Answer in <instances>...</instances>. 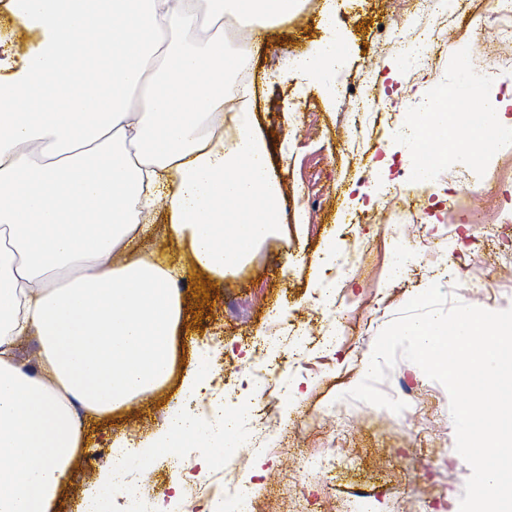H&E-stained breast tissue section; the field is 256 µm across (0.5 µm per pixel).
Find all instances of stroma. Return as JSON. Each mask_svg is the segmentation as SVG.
I'll return each instance as SVG.
<instances>
[{"label": "stroma", "instance_id": "1", "mask_svg": "<svg viewBox=\"0 0 512 512\" xmlns=\"http://www.w3.org/2000/svg\"><path fill=\"white\" fill-rule=\"evenodd\" d=\"M485 0H336V29L347 61L335 77L336 96L288 75V59L321 40V0L268 28L262 40L233 46L254 89V120L273 172L280 176L288 222L256 246L237 277L218 280L190 271L179 284L182 319L177 368L197 359L210 365L200 400L223 394L224 408L261 412L265 446H256L251 420L242 421L240 449L224 457L200 444L184 449V472L153 463L137 486L164 499L166 512H221L214 499L188 500L174 483L225 480L233 499L256 484L266 512H459L471 470L455 449L446 388L399 359L379 388L405 402L401 413L348 399L363 379L379 332L431 284L460 302L492 311L512 308V223H498L484 183L502 192L512 179V151L480 166L449 159L429 185L413 183V160L396 131L433 85H452L461 58L478 62L485 49L503 61L499 81L512 85V41L497 40L498 22ZM436 30L426 79L412 63L391 69L395 39ZM380 73L398 103L394 112L367 114L364 141L352 140L351 90ZM295 115L287 117L284 106ZM438 195L439 206L429 198ZM413 212L415 221L404 220ZM142 245L155 259L187 260V248L164 234L168 213L157 201ZM399 276H392L393 268ZM279 311L281 334L300 338L288 356L269 338V314ZM179 378L111 417L87 425L69 479L50 512H80L84 492L99 476L118 440H140L177 404ZM341 460L331 483L304 473L308 456Z\"/></svg>", "mask_w": 512, "mask_h": 512}]
</instances>
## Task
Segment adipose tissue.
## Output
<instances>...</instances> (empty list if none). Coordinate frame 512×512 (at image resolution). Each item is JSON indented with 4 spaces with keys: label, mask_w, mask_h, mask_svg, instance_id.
Wrapping results in <instances>:
<instances>
[{
    "label": "adipose tissue",
    "mask_w": 512,
    "mask_h": 512,
    "mask_svg": "<svg viewBox=\"0 0 512 512\" xmlns=\"http://www.w3.org/2000/svg\"><path fill=\"white\" fill-rule=\"evenodd\" d=\"M217 20L199 42L202 3ZM298 0H7L12 20L38 36L0 67V512H49L83 444L86 423L152 394L170 378L181 319L178 285L188 268L234 275L285 216L281 183L252 124L253 90L241 84L226 112V76L240 66L224 46L223 16L255 34ZM323 39L290 66L333 94L346 60L334 0H324ZM423 101L397 136L415 156L411 179L432 182L448 157L481 160L512 150V98L469 77ZM143 102L132 106L131 95ZM478 102L471 113L465 106ZM462 113L448 121V105ZM227 118L237 134L207 129ZM165 200L168 236L188 243L191 263L140 257L143 216ZM36 337L38 366L16 341ZM242 413L202 429L170 414L153 457L203 442L236 453Z\"/></svg>",
    "instance_id": "obj_1"
}]
</instances>
